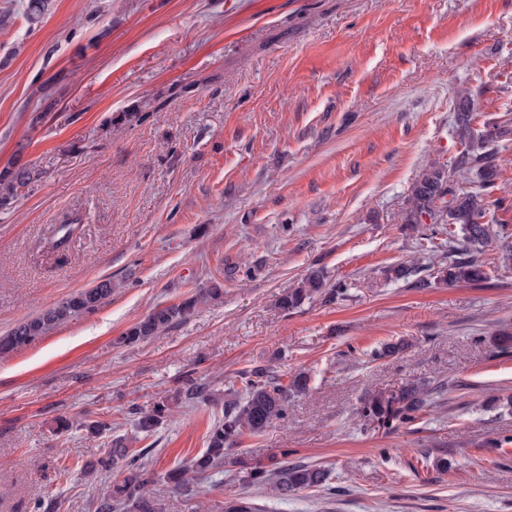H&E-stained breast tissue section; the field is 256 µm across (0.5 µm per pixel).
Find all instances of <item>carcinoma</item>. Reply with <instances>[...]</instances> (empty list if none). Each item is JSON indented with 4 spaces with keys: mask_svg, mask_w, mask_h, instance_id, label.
<instances>
[{
    "mask_svg": "<svg viewBox=\"0 0 512 512\" xmlns=\"http://www.w3.org/2000/svg\"><path fill=\"white\" fill-rule=\"evenodd\" d=\"M477 105L467 91L458 93L455 122L469 133L464 150L454 161L452 168L431 163L422 170L411 186L409 207L404 216L406 224H422L429 220L433 224L430 238L448 234L452 252L447 266L438 270L439 278L451 285L480 283L487 279L486 263L481 259L483 248L492 238L504 232L487 220L484 197L491 195L499 175L498 142L503 137L500 128L486 125L474 128L477 120ZM36 179L32 166L14 162L0 171V207L12 205L20 197L19 189ZM472 184L474 191L455 188L457 184ZM336 289L327 287L321 270H312L294 287L281 293L277 307L284 312H293L321 295H334ZM112 296V279L104 278L90 288L70 294L51 308L36 316L17 323L7 334L0 336V355L25 347L47 334L55 326L84 312L94 310ZM224 296V284L213 279L205 288L197 289L191 296L178 303L158 304L143 319L129 327L119 337L118 343L131 345L189 319L198 306L209 300ZM310 376L304 372L295 374L288 385H283L263 367H254L236 372L229 379V391L235 399L224 404L222 417L216 420L206 436V448L188 462L168 471L164 481L172 489L183 492L197 491L202 481H211L214 490L224 487V482L214 476L224 472V453L233 449L246 436H258L273 423L286 418L288 393L308 389ZM175 399L182 403L206 400L221 403L220 394L207 390L192 378L185 380ZM429 405V392L420 386H410L387 396H376L365 401L362 415L377 428L394 429L419 419V414ZM171 406L168 399L156 402L148 410L131 408L135 431L145 440L153 436L159 426L169 417ZM149 448L135 449L128 446L127 437L110 435L104 443L103 456L85 466V472H99L109 478L113 470L123 474L120 480L107 483L100 497L93 503L94 512H162L160 500L150 494L151 478L145 468L144 458ZM328 472L315 465H280L266 469L250 468L244 476L245 483L268 489L271 495L286 500L295 491L318 488L326 483Z\"/></svg>",
    "mask_w": 512,
    "mask_h": 512,
    "instance_id": "1",
    "label": "carcinoma"
}]
</instances>
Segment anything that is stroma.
<instances>
[{"mask_svg":"<svg viewBox=\"0 0 512 512\" xmlns=\"http://www.w3.org/2000/svg\"><path fill=\"white\" fill-rule=\"evenodd\" d=\"M25 4L0 0V170L21 160L38 179L0 210V335L103 278L112 295L0 356V512H93L103 478L82 467L102 446L80 422L129 436L130 406L253 367L311 377L224 458L226 489L260 512H512V353L491 341L512 333L504 241L484 250L486 282L449 286L447 236L403 221L421 170L463 149L457 92L512 130V0H48L34 22ZM45 93L58 105L33 123ZM504 144L489 216L512 229ZM403 261L427 287L387 279ZM316 268L338 294L278 309ZM219 277L221 300L117 345ZM416 384L433 390L418 421L364 420L366 399ZM220 415L178 403L153 436L163 512H223L224 492L163 481ZM284 460L329 480L285 500L242 484Z\"/></svg>","mask_w":512,"mask_h":512,"instance_id":"35a3bbf8","label":"stroma"}]
</instances>
